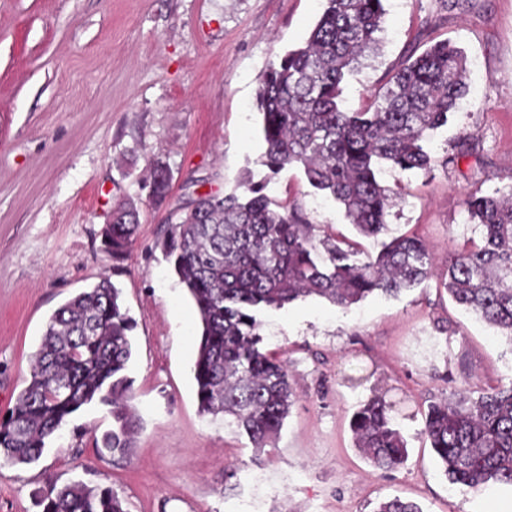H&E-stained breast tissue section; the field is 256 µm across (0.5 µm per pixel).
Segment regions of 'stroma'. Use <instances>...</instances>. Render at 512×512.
Returning <instances> with one entry per match:
<instances>
[{
    "instance_id": "35a3bbf8",
    "label": "stroma",
    "mask_w": 512,
    "mask_h": 512,
    "mask_svg": "<svg viewBox=\"0 0 512 512\" xmlns=\"http://www.w3.org/2000/svg\"><path fill=\"white\" fill-rule=\"evenodd\" d=\"M377 54L343 85L364 110L389 76L431 42L466 56L469 93L428 140L431 173L382 166L399 195L391 234H417L442 266L480 233L464 201L512 185V0H384ZM324 0H0V419L25 385L49 316L110 276L135 322L132 380L141 427L130 457L97 453L110 406L73 414L30 465L0 467V512H40L48 482L112 487L128 512H373L383 499L423 512H493L512 487L454 485L422 430L427 400L512 383V343L457 307L431 277L344 310L317 299L261 314L264 350L285 361L293 405L271 454H256L223 416L198 410L197 316L159 242L188 197L266 186L295 198L318 231H354L294 169L271 175L256 93L270 63L301 47ZM166 166L165 200L149 174ZM140 226L120 271L101 250L114 205ZM384 392L408 442L385 471L352 444L358 404Z\"/></svg>"
}]
</instances>
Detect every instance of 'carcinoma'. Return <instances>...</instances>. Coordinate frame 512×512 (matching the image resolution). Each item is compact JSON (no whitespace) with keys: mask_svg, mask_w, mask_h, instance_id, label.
Instances as JSON below:
<instances>
[{"mask_svg":"<svg viewBox=\"0 0 512 512\" xmlns=\"http://www.w3.org/2000/svg\"><path fill=\"white\" fill-rule=\"evenodd\" d=\"M305 44L288 51L260 78L257 105L265 144L263 165L273 175L303 169L308 183L339 203L359 235L388 233L393 191L377 177L385 163L400 171H429L425 142L447 125L467 93L462 52L438 41L407 60L369 107L342 105V83L380 43L383 0H325ZM152 193L168 196L170 176L156 166ZM481 243L448 257L441 280L455 303L498 329L512 343V185L465 201ZM162 248L193 300L200 324L193 367L201 412L233 419L257 451L273 447L293 403L285 364L260 348L258 314L308 297L348 309L370 295H396L430 277L432 260L417 236H393L372 255L331 233H315L302 206L271 207L265 185L243 194H206L176 206ZM139 226L133 202L112 209L101 246L118 268ZM134 323L119 289L104 277L57 308L33 356L26 385L10 416L0 420V467L37 461L45 440L81 407H112V430L101 447L125 457L139 428L126 371ZM354 445L377 468L396 470L407 442L392 406L374 395L350 421ZM424 434L453 484L512 486V384L476 397L432 401ZM42 512H126L110 487L52 484L37 493ZM374 512H423L399 496Z\"/></svg>","mask_w":512,"mask_h":512,"instance_id":"obj_1","label":"carcinoma"}]
</instances>
